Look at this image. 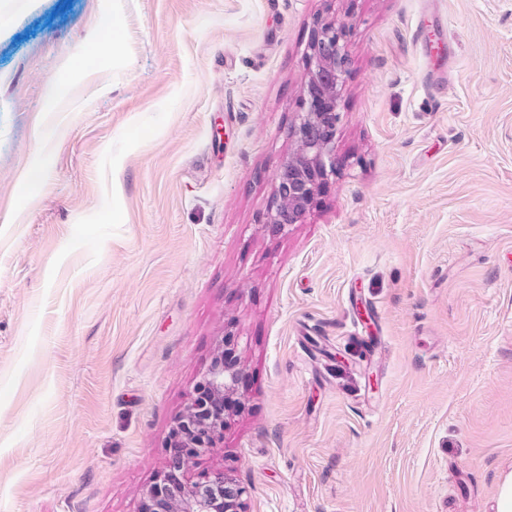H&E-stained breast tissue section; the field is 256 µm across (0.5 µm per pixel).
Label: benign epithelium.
<instances>
[{"instance_id":"benign-epithelium-1","label":"benign epithelium","mask_w":512,"mask_h":512,"mask_svg":"<svg viewBox=\"0 0 512 512\" xmlns=\"http://www.w3.org/2000/svg\"><path fill=\"white\" fill-rule=\"evenodd\" d=\"M349 29L331 18L316 21L306 50L305 99L288 130L294 149L281 157L275 170L276 206L264 226L284 231L300 224L313 211L324 184L336 177V125L339 102L350 73L346 50ZM235 337H224L220 352L203 375L202 384L209 399H191L173 429V447L193 452L168 459V470H187L193 459L210 452L216 436L224 430V416H217L212 405L236 394L239 369L224 356L234 351ZM245 489L217 476L204 483L172 485L167 479L150 486L146 499L165 501L164 512H242Z\"/></svg>"}]
</instances>
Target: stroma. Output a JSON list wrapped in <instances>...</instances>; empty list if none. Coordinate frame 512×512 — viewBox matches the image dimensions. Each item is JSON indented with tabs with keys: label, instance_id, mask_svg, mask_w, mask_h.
<instances>
[{
	"label": "stroma",
	"instance_id": "1",
	"mask_svg": "<svg viewBox=\"0 0 512 512\" xmlns=\"http://www.w3.org/2000/svg\"><path fill=\"white\" fill-rule=\"evenodd\" d=\"M353 25L335 180L264 226L319 17ZM115 52L74 71L92 37ZM448 78L427 83L428 67ZM35 174L27 192L22 178ZM496 512L512 470V0H26L0 28V512ZM235 336H225L222 350L203 375L202 384L208 390L209 399L201 402L197 397L191 399L173 429L172 449L179 453L193 452L189 455H173L168 459V470H188L193 459L210 452L215 445L216 436L224 430V415L231 406L228 403L215 408L212 405L232 399L236 394L239 369L235 363L224 361V356L235 349ZM245 489L217 476L204 483L172 485L166 476L145 493L148 502L163 499L164 512H245L241 510Z\"/></svg>",
	"mask_w": 512,
	"mask_h": 512
}]
</instances>
